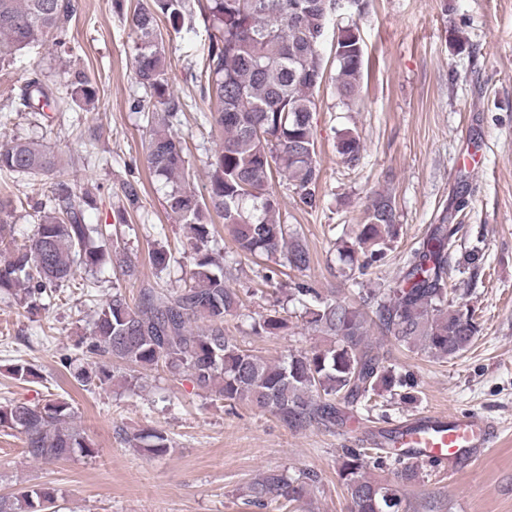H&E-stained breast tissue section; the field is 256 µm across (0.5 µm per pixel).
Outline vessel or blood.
Wrapping results in <instances>:
<instances>
[{
	"instance_id": "b4317fda",
	"label": "vessel or blood",
	"mask_w": 512,
	"mask_h": 512,
	"mask_svg": "<svg viewBox=\"0 0 512 512\" xmlns=\"http://www.w3.org/2000/svg\"><path fill=\"white\" fill-rule=\"evenodd\" d=\"M399 447L441 459L449 470L483 455L498 429L476 413L416 416L391 426Z\"/></svg>"
}]
</instances>
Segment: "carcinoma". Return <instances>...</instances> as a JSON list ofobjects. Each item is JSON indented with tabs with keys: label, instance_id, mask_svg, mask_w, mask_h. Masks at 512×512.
Returning a JSON list of instances; mask_svg holds the SVG:
<instances>
[{
	"label": "carcinoma",
	"instance_id": "obj_1",
	"mask_svg": "<svg viewBox=\"0 0 512 512\" xmlns=\"http://www.w3.org/2000/svg\"><path fill=\"white\" fill-rule=\"evenodd\" d=\"M322 2L146 0L130 14L134 71L145 93L133 99L132 107L146 114L151 126L146 162L170 186L164 206L189 229L195 269L192 283L182 288H144L132 299L119 290L112 293L97 307L84 345L89 356L126 367L127 380L134 385L141 371L162 365L172 375L189 373L199 389L219 400L245 402L296 430L334 425L343 420L338 405L368 408L377 398L410 385L407 375L384 364L369 340L373 327L398 346L432 358L467 351L479 324L471 312L450 301L448 278L453 272H467L475 279L485 265V254L476 247L454 251L463 225L453 218L465 207L462 200L429 225L396 288L388 293L363 288L360 277L383 265L399 238L392 196L375 192L363 222L335 242L339 276L359 287L360 302L338 299L331 289L303 282L289 289L290 300L302 306L303 325L324 337L323 343L292 350L271 363L226 333L224 318L243 300L227 284L225 256L210 246L215 238L211 214L224 221L237 255L273 263L263 282H272L279 266L298 272L310 266V252L299 231L281 219L271 180L279 173L301 203L317 207L321 168L312 119L315 91L324 81L326 66L322 37H313V32L324 33L336 24V96L350 107L361 92L365 60L359 29L354 23H337V17L352 8V0H335L332 10L321 8ZM75 12V0H0V64L26 48L64 50ZM197 15L208 33V47L195 81L202 100L211 104L206 122L222 140L210 161L204 195L190 188V161L181 137L172 131L185 103L169 86L159 28L165 20L176 31ZM96 97L95 85L80 69L63 72L59 82L34 69L12 88L11 106L15 112H67L93 104ZM363 151L357 132L340 133L336 152L347 166L357 165ZM58 166V158L40 140L0 141V170L36 177ZM91 200L89 192L77 196L69 183L56 182L50 194L32 206L38 217L33 235L19 242L12 237L14 201L0 199V243L7 240L12 247L11 255L0 261V295L32 309L45 306V300L81 268L107 264L129 280L137 278V264L128 253L109 243L101 225L85 222L83 206ZM288 324L289 319L276 311L253 319L252 330L257 336H271ZM111 378L103 365L74 374L76 382L88 388ZM0 428L19 434L26 452L46 463L95 453L75 426L72 404L65 399L35 406L0 405ZM127 443L147 457L162 456L172 447L168 433L157 428L135 434ZM427 465L434 468L441 461L399 448H344L338 475L351 512H407L400 490L372 480L367 468L392 466L398 481L411 485L420 481ZM314 482V474L291 478L268 471L248 486V503L260 510L276 503L286 512H302ZM56 501L51 486L21 489L0 495V512H57Z\"/></svg>",
	"mask_w": 512,
	"mask_h": 512
}]
</instances>
